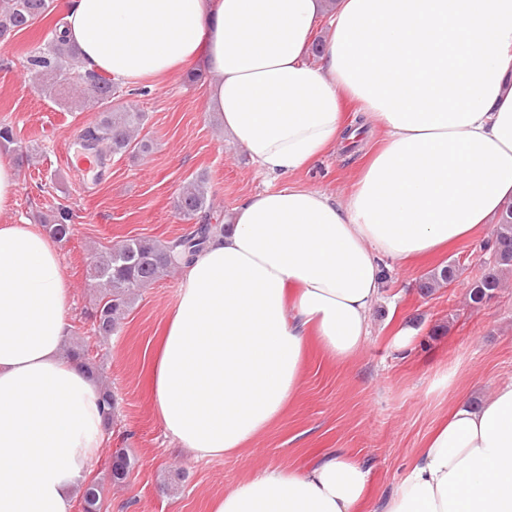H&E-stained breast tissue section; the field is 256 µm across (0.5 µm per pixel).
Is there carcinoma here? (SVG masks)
<instances>
[{"label": "carcinoma", "instance_id": "carcinoma-1", "mask_svg": "<svg viewBox=\"0 0 512 512\" xmlns=\"http://www.w3.org/2000/svg\"><path fill=\"white\" fill-rule=\"evenodd\" d=\"M53 11L52 0H6L0 7V37L17 34L44 20ZM61 20H56L51 37L44 47L28 55L27 68L37 80L39 90L61 100L91 99L104 106V110L83 130L86 141L93 143L92 151L99 162L129 150L145 152L148 143L139 138L143 128L142 113L131 108H112V81L106 77L86 73L77 50L69 45L60 32ZM181 218L193 222V230L171 240L160 242L151 238L126 239L113 247L94 254L90 262V280L99 296L89 314L93 335L104 339L118 332L122 320L139 296L162 278L181 268L180 260L199 253L211 235L224 230V225L212 222L213 201L209 194L207 178L201 174L186 181L175 201ZM74 213L64 204L58 205L44 217L45 227L58 241H65L73 234ZM483 249L490 260L481 275L472 283L469 300L475 307L493 297L502 286L501 273L512 268V205H508L497 224L493 238ZM456 265L448 264L425 278L422 290L427 293L451 283L456 277ZM79 360L86 371L95 378L98 367L89 357L86 342L80 341L68 350ZM132 462L124 449L114 451L109 462L113 484L126 481ZM83 512H101L99 486L90 483L82 495Z\"/></svg>", "mask_w": 512, "mask_h": 512}]
</instances>
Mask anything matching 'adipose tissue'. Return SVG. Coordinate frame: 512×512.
<instances>
[{
  "instance_id": "obj_1",
  "label": "adipose tissue",
  "mask_w": 512,
  "mask_h": 512,
  "mask_svg": "<svg viewBox=\"0 0 512 512\" xmlns=\"http://www.w3.org/2000/svg\"><path fill=\"white\" fill-rule=\"evenodd\" d=\"M61 32L85 70L130 87L204 61L206 111L276 177L342 140L344 100L385 132L344 201L293 183L256 194L184 266L150 382L166 435L196 458L268 433L311 350H364L384 261L446 250L512 203V0H69ZM16 189L0 158V512H73L107 440L102 391L64 355L55 244L2 221ZM372 491L366 462L320 451L211 512H363ZM382 512H512V381L435 421Z\"/></svg>"
}]
</instances>
